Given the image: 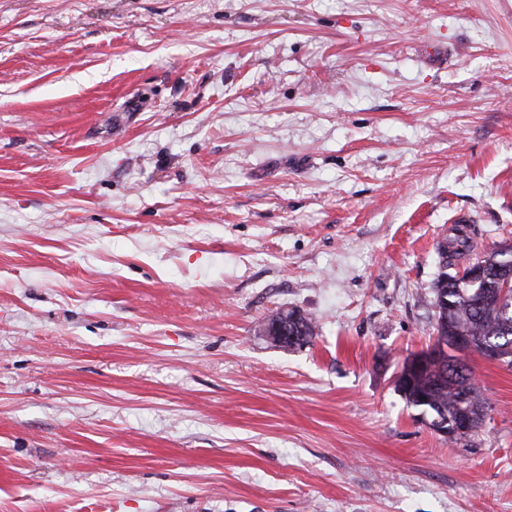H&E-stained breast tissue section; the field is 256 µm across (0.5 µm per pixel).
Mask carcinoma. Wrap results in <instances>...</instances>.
<instances>
[{"label":"carcinoma","mask_w":512,"mask_h":512,"mask_svg":"<svg viewBox=\"0 0 512 512\" xmlns=\"http://www.w3.org/2000/svg\"><path fill=\"white\" fill-rule=\"evenodd\" d=\"M487 279L475 286L446 272L433 283L435 296L452 298L450 313L436 314V320L450 319L456 334L467 336L475 347L487 344L499 350L505 363L512 365V289L501 293L505 283H512V243L495 245L481 259ZM415 388L427 397L428 406L450 418L472 415V431H477L485 417V402L474 383L472 370L464 374L448 373V358L439 360L432 371L416 380Z\"/></svg>","instance_id":"cac0c4a2"}]
</instances>
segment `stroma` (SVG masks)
Returning a JSON list of instances; mask_svg holds the SVG:
<instances>
[{
	"label": "stroma",
	"instance_id": "1",
	"mask_svg": "<svg viewBox=\"0 0 512 512\" xmlns=\"http://www.w3.org/2000/svg\"><path fill=\"white\" fill-rule=\"evenodd\" d=\"M462 216L512 0H0V512H512V366L467 440L395 386Z\"/></svg>",
	"mask_w": 512,
	"mask_h": 512
}]
</instances>
